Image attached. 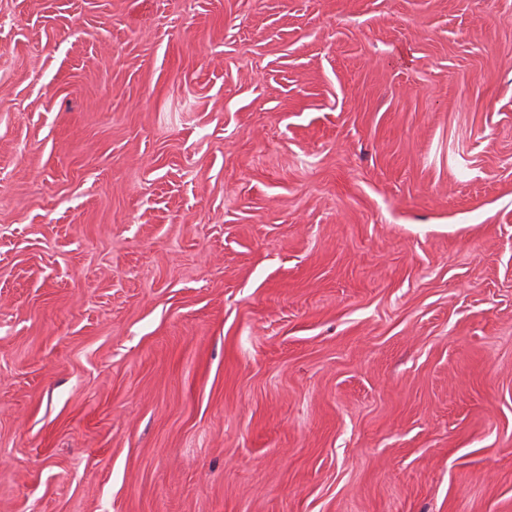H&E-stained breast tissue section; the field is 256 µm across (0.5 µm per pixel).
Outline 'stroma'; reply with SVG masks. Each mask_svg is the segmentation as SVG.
<instances>
[{
    "label": "stroma",
    "instance_id": "obj_1",
    "mask_svg": "<svg viewBox=\"0 0 512 512\" xmlns=\"http://www.w3.org/2000/svg\"><path fill=\"white\" fill-rule=\"evenodd\" d=\"M0 512H512V0H0Z\"/></svg>",
    "mask_w": 512,
    "mask_h": 512
}]
</instances>
